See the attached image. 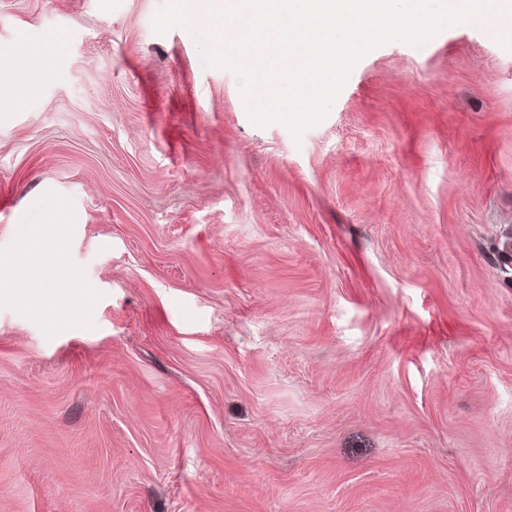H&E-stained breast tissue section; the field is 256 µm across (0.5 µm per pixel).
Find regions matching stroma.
Instances as JSON below:
<instances>
[{
	"label": "stroma",
	"mask_w": 512,
	"mask_h": 512,
	"mask_svg": "<svg viewBox=\"0 0 512 512\" xmlns=\"http://www.w3.org/2000/svg\"><path fill=\"white\" fill-rule=\"evenodd\" d=\"M191 9L0 0V512H512V40L296 135Z\"/></svg>",
	"instance_id": "35a3bbf8"
}]
</instances>
